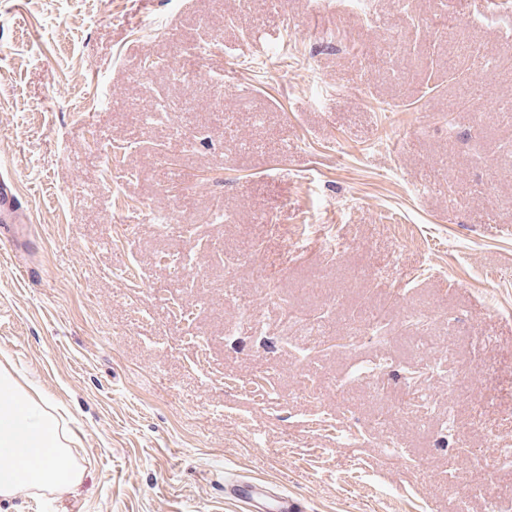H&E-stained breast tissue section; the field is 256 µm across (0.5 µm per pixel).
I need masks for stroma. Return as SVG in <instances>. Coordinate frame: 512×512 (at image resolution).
Returning a JSON list of instances; mask_svg holds the SVG:
<instances>
[{"label":"stroma","instance_id":"obj_1","mask_svg":"<svg viewBox=\"0 0 512 512\" xmlns=\"http://www.w3.org/2000/svg\"><path fill=\"white\" fill-rule=\"evenodd\" d=\"M487 15L0 0V175L38 246L0 228V365L84 469L0 512H238L240 475L309 512H512V65L472 51L512 0Z\"/></svg>","mask_w":512,"mask_h":512}]
</instances>
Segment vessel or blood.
Wrapping results in <instances>:
<instances>
[{
    "instance_id": "obj_1",
    "label": "vessel or blood",
    "mask_w": 512,
    "mask_h": 512,
    "mask_svg": "<svg viewBox=\"0 0 512 512\" xmlns=\"http://www.w3.org/2000/svg\"><path fill=\"white\" fill-rule=\"evenodd\" d=\"M31 217L18 198L13 178L0 179V224L23 225ZM225 494L237 502L242 512H308L307 502L268 481L238 477L225 485Z\"/></svg>"
}]
</instances>
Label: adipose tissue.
I'll return each instance as SVG.
<instances>
[{"instance_id":"obj_1","label":"adipose tissue","mask_w":512,"mask_h":512,"mask_svg":"<svg viewBox=\"0 0 512 512\" xmlns=\"http://www.w3.org/2000/svg\"><path fill=\"white\" fill-rule=\"evenodd\" d=\"M54 407L0 367V498L33 489L67 492L83 480Z\"/></svg>"}]
</instances>
